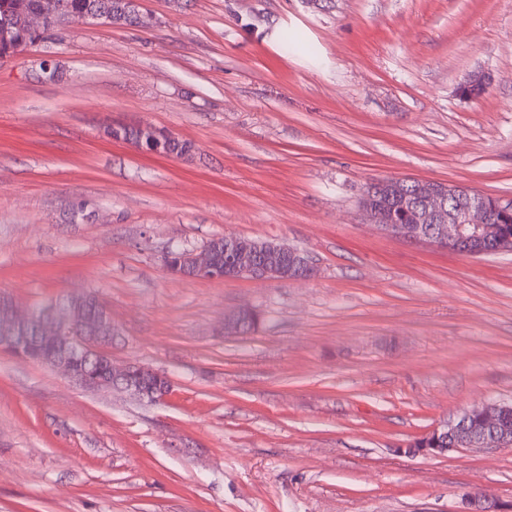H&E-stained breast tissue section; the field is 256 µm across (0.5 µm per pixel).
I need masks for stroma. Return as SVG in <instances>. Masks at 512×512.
<instances>
[{
    "mask_svg": "<svg viewBox=\"0 0 512 512\" xmlns=\"http://www.w3.org/2000/svg\"><path fill=\"white\" fill-rule=\"evenodd\" d=\"M0 61V296L83 293L148 402L0 348V512H460L512 502V447L406 448L512 404V254L467 258L367 221L375 179L512 200V0H141ZM300 50L282 48L284 31ZM482 73L489 89L460 87ZM136 122L176 159L115 141ZM233 234L310 256V280L175 275ZM250 309L249 331L224 329ZM467 505L465 510L460 512H510L512 504L508 508H504L501 502L493 498L488 493H466L463 495Z\"/></svg>",
    "mask_w": 512,
    "mask_h": 512,
    "instance_id": "obj_1",
    "label": "stroma"
}]
</instances>
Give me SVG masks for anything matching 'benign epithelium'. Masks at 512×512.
<instances>
[{
	"label": "benign epithelium",
	"instance_id": "7a95c632",
	"mask_svg": "<svg viewBox=\"0 0 512 512\" xmlns=\"http://www.w3.org/2000/svg\"><path fill=\"white\" fill-rule=\"evenodd\" d=\"M391 184L389 180L367 186L360 205L368 219L388 234L410 242L434 243L442 248L472 258L512 252V233L504 226L490 222L488 196L460 184L442 181L416 183L421 205L415 209V221L406 224L395 216V209L380 200L381 191ZM224 261L214 257L210 247L201 251L167 253L165 264L169 271L179 275L193 272L203 275L223 270L213 280L253 278L270 281L308 280L317 269L311 258L296 248L265 240L247 242L261 252L264 261L258 265L241 262L238 247L240 239L228 238ZM98 310L83 307L68 314L61 304H54L43 312L32 310L0 324V347L16 355L39 361L60 370L74 384L88 389H119L128 395L143 399L148 395L147 383L162 374L137 364L117 367L112 363V333L103 334L95 328ZM472 411H463L455 420L435 427L423 444L408 448L413 454L440 456L448 451V437H453L457 448L511 447L512 433L498 427V406L483 407L485 432L477 435L468 427ZM467 508L463 512H512V505L504 507L488 493H466Z\"/></svg>",
	"mask_w": 512,
	"mask_h": 512
}]
</instances>
